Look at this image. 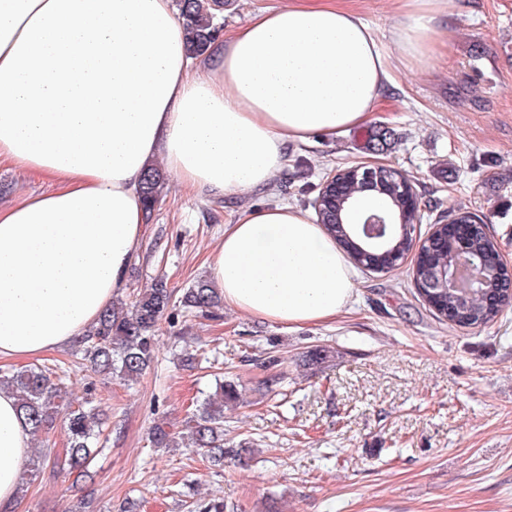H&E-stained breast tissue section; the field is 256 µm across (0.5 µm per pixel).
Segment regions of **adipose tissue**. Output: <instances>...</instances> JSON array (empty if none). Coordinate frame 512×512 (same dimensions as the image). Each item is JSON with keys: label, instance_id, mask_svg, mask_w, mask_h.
I'll return each mask as SVG.
<instances>
[{"label": "adipose tissue", "instance_id": "ef3b65f1", "mask_svg": "<svg viewBox=\"0 0 512 512\" xmlns=\"http://www.w3.org/2000/svg\"><path fill=\"white\" fill-rule=\"evenodd\" d=\"M444 0H404L401 62L449 33ZM390 59L356 12L262 11L194 66L174 0H0V160L52 191L0 206V360L79 339L125 283L161 161L182 188L267 185L289 143L366 122ZM209 272L236 310L288 327L346 313L351 265L323 225L288 205L225 225ZM32 437L0 389V512H14Z\"/></svg>", "mask_w": 512, "mask_h": 512}]
</instances>
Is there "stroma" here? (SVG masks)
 Instances as JSON below:
<instances>
[{
  "label": "stroma",
  "instance_id": "35a3bbf8",
  "mask_svg": "<svg viewBox=\"0 0 512 512\" xmlns=\"http://www.w3.org/2000/svg\"><path fill=\"white\" fill-rule=\"evenodd\" d=\"M292 0H225L221 36ZM370 24L393 58L369 119L292 143L262 189L191 192L167 175L154 218L118 296L164 280L181 295L207 275L226 224L254 208L312 211L336 170L388 164L435 216L482 217L512 268V0H445L455 24L439 55L399 63L390 38L401 0H339ZM391 132L382 150L371 132ZM48 180L0 163V205L49 190ZM412 261L354 271L356 302L336 321L287 328L229 307L165 314L156 355L137 382L72 368L73 397L93 385L109 416L93 479L73 483L53 464L63 426L33 442L47 452L17 512H512V303L476 328L437 320L414 284ZM327 352L311 365L314 349ZM243 400L224 410V443L242 460L211 467L191 446L155 448L154 422L181 431L217 376ZM280 382L272 390L270 376Z\"/></svg>",
  "mask_w": 512,
  "mask_h": 512
}]
</instances>
